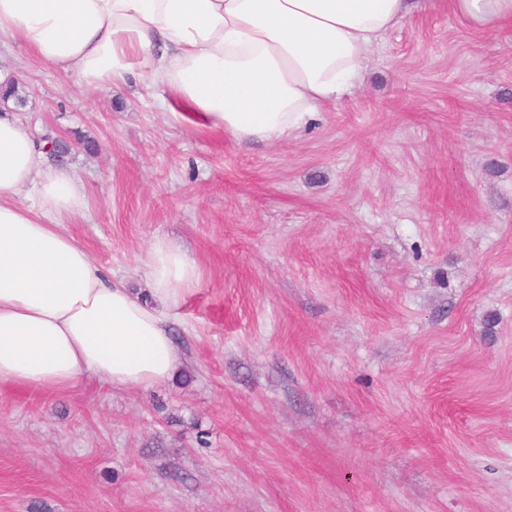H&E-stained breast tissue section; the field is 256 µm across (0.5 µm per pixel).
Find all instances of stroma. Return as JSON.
I'll return each mask as SVG.
<instances>
[{"label": "stroma", "instance_id": "35a3bbf8", "mask_svg": "<svg viewBox=\"0 0 512 512\" xmlns=\"http://www.w3.org/2000/svg\"><path fill=\"white\" fill-rule=\"evenodd\" d=\"M82 180L63 228L142 292L196 262L148 389L0 385V512H512V25L425 0L349 95L240 145L0 41Z\"/></svg>", "mask_w": 512, "mask_h": 512}]
</instances>
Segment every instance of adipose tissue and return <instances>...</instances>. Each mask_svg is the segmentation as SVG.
<instances>
[{"mask_svg": "<svg viewBox=\"0 0 512 512\" xmlns=\"http://www.w3.org/2000/svg\"><path fill=\"white\" fill-rule=\"evenodd\" d=\"M413 0H0V38L92 88L144 79L170 111L240 142L289 136L362 78L368 49ZM484 27L512 0H449ZM36 191L39 209L18 204ZM83 185L54 167L20 119L0 116V383L67 391L87 376L146 389L180 364L168 311L198 284L196 263L159 240L144 303L57 223L82 211Z\"/></svg>", "mask_w": 512, "mask_h": 512, "instance_id": "obj_1", "label": "adipose tissue"}]
</instances>
